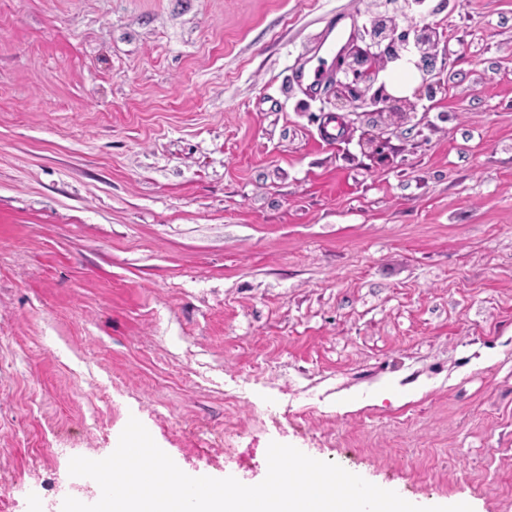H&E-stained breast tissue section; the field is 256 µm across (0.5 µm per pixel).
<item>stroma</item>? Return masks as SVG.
Here are the masks:
<instances>
[{"mask_svg": "<svg viewBox=\"0 0 512 512\" xmlns=\"http://www.w3.org/2000/svg\"><path fill=\"white\" fill-rule=\"evenodd\" d=\"M375 8L0 0V512L92 503L132 417L193 477L275 441L512 512V0H424L429 111H337L298 74Z\"/></svg>", "mask_w": 512, "mask_h": 512, "instance_id": "1", "label": "stroma"}]
</instances>
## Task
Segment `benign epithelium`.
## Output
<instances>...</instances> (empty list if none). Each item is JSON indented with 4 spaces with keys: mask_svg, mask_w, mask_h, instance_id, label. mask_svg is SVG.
Wrapping results in <instances>:
<instances>
[{
    "mask_svg": "<svg viewBox=\"0 0 512 512\" xmlns=\"http://www.w3.org/2000/svg\"><path fill=\"white\" fill-rule=\"evenodd\" d=\"M369 43L363 51H358L352 60L336 61V72L343 78L336 81V108L355 109L365 95L381 105V112H397L398 105H406V97H394L386 90L385 84L378 83L379 72L387 64L396 62L406 55L419 56L413 65L423 72L422 84L415 88L413 96L421 99L434 97L436 83L428 80L434 70V58L430 50L440 41L436 28L426 24L413 23L409 28L398 30L395 20L384 14L375 16L370 27L365 29Z\"/></svg>",
    "mask_w": 512,
    "mask_h": 512,
    "instance_id": "1",
    "label": "benign epithelium"
}]
</instances>
